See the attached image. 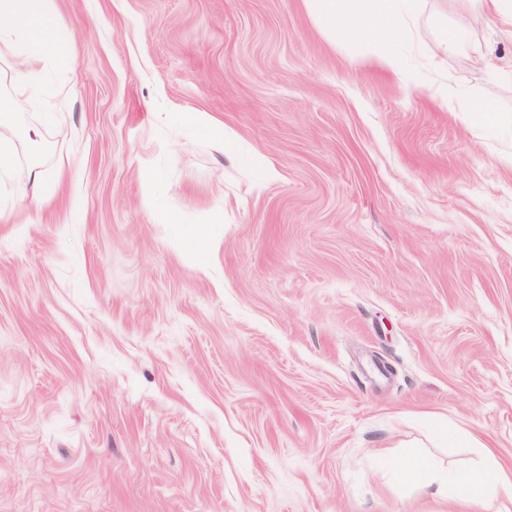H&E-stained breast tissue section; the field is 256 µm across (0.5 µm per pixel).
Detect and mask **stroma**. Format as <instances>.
<instances>
[{"mask_svg":"<svg viewBox=\"0 0 512 512\" xmlns=\"http://www.w3.org/2000/svg\"><path fill=\"white\" fill-rule=\"evenodd\" d=\"M417 4L396 72L303 0H56L60 60L0 43V94L47 84L0 177V512H473L393 466L512 465V29Z\"/></svg>","mask_w":512,"mask_h":512,"instance_id":"1","label":"stroma"}]
</instances>
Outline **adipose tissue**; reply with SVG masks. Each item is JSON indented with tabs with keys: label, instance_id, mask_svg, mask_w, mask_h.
Segmentation results:
<instances>
[{
	"label": "adipose tissue",
	"instance_id": "adipose-tissue-1",
	"mask_svg": "<svg viewBox=\"0 0 512 512\" xmlns=\"http://www.w3.org/2000/svg\"><path fill=\"white\" fill-rule=\"evenodd\" d=\"M316 24L346 39L370 41L382 21L409 16L413 0H304ZM53 0H0V42L14 45L20 60H54ZM399 477L438 493L453 492L474 506L475 512H512V468L477 466L454 477L437 474L434 461L413 454L396 468Z\"/></svg>",
	"mask_w": 512,
	"mask_h": 512
}]
</instances>
